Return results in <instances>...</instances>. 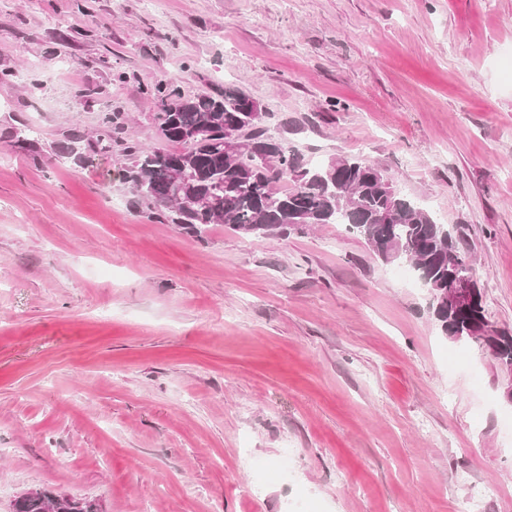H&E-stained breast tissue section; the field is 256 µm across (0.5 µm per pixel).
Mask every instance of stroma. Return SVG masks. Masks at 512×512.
Wrapping results in <instances>:
<instances>
[{
    "mask_svg": "<svg viewBox=\"0 0 512 512\" xmlns=\"http://www.w3.org/2000/svg\"><path fill=\"white\" fill-rule=\"evenodd\" d=\"M232 84L462 228L512 333V0H0V512H512V376L356 231L201 235L92 149ZM87 91L78 99V91ZM38 139H23L24 126ZM104 134L97 139L96 145L99 152H112V133L120 134L125 129V119L120 112H106L101 117ZM10 512H99V504L92 500L76 499L47 489L18 501Z\"/></svg>",
    "mask_w": 512,
    "mask_h": 512,
    "instance_id": "1",
    "label": "stroma"
}]
</instances>
